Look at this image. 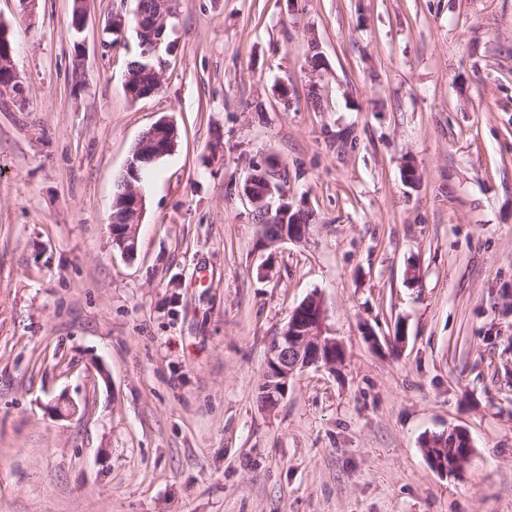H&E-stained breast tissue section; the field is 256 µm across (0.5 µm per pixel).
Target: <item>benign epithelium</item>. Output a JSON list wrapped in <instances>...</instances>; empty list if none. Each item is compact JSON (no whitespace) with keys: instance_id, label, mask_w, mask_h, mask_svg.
Listing matches in <instances>:
<instances>
[{"instance_id":"7a95c632","label":"benign epithelium","mask_w":512,"mask_h":512,"mask_svg":"<svg viewBox=\"0 0 512 512\" xmlns=\"http://www.w3.org/2000/svg\"><path fill=\"white\" fill-rule=\"evenodd\" d=\"M174 0H156L152 14L135 12L139 47L142 56L159 58L164 45L167 21L173 18ZM9 81L0 84L1 93L23 94V85L15 69L12 55L5 56ZM175 125L168 119L155 122L135 144L126 164V175L116 197L121 199L123 215H111L108 224L112 244L130 256L136 249V234L145 210L146 198L141 187L134 185L129 174L137 171V162L145 155L161 157L172 151L176 140ZM241 195L247 199L253 214L264 215L268 223L261 225L266 245L290 241L302 243L311 235V225L301 221L303 211H292L280 183L277 169L271 164H257L247 176ZM327 313L322 299L312 294L295 307L277 336L273 337L267 354L261 393L266 406L273 407L287 393L288 382L297 371L308 367L334 368L343 356V347L331 335L326 324Z\"/></svg>"}]
</instances>
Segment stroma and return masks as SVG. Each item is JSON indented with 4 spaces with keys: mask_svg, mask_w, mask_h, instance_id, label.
<instances>
[{
    "mask_svg": "<svg viewBox=\"0 0 512 512\" xmlns=\"http://www.w3.org/2000/svg\"><path fill=\"white\" fill-rule=\"evenodd\" d=\"M72 7L0 0V512H512V0H177L137 101L134 28L106 32L136 0ZM163 117L129 258L107 220ZM268 158L306 242L259 239ZM313 293L343 361L267 409ZM452 427L445 476L423 441Z\"/></svg>",
    "mask_w": 512,
    "mask_h": 512,
    "instance_id": "obj_1",
    "label": "stroma"
}]
</instances>
